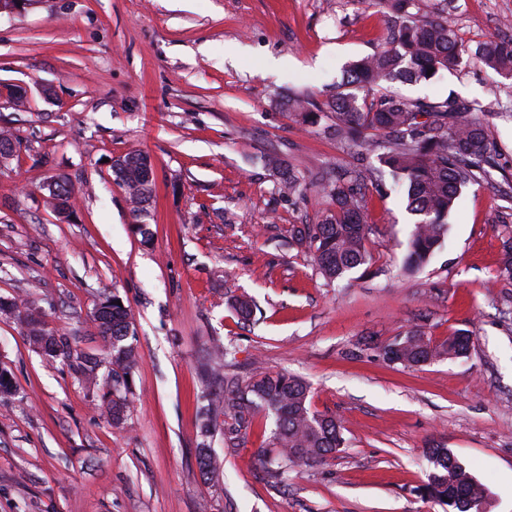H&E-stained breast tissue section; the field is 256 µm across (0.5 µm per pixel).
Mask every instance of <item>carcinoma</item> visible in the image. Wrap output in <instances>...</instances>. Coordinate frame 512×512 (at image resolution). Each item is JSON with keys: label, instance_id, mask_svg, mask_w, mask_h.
I'll list each match as a JSON object with an SVG mask.
<instances>
[{"label": "carcinoma", "instance_id": "carcinoma-1", "mask_svg": "<svg viewBox=\"0 0 512 512\" xmlns=\"http://www.w3.org/2000/svg\"><path fill=\"white\" fill-rule=\"evenodd\" d=\"M395 19V29L386 45L374 54L352 62L345 71L340 90L318 105L308 98H293L288 111L303 124L318 121L326 113L329 133L348 146L366 145L377 153L379 163L388 168L395 181L406 188L407 208L415 216L409 233L405 269L419 271L427 266L448 231V214L463 188L486 179L495 167L494 139L484 120V109L448 97L441 102L403 98L387 89L400 82L416 84L429 79L428 70L451 71L472 57L501 76L512 77V40L495 39L472 50L459 41L444 19L419 15L418 0H379ZM149 159L129 153L113 160L112 170L127 190L133 212L141 214L152 196V183L144 178ZM301 178L281 169L283 194H294ZM51 205L76 210V193L65 174L54 178L49 193ZM336 213L318 224L291 233V239L313 251L318 273L333 281L370 264L365 241L371 231L366 224V199L358 176L348 172L336 178L332 189ZM503 258L499 276L512 279V236L502 242ZM119 297L103 295L99 306L108 308L104 320L93 319L104 342L112 370V391L99 381L100 362L74 355L69 345L44 328L37 308L27 302H0V310L13 315L23 308L22 321L29 345L44 355L77 362L85 387L98 393V407L109 422L118 426L127 420V403L118 387L129 390L128 376L138 365V351L128 342L132 336L129 307L116 304ZM470 334L458 330L441 341L415 329L382 346L383 358L392 364L418 366L427 360L462 357L469 350ZM226 349L218 350L202 369L203 389L198 417L201 441L197 463L210 479L219 477L224 458L211 447V439L224 434V417L249 424L259 411L274 419L273 447L260 448L262 464H276L277 470L324 464L343 446V427L336 416L311 408L310 387L303 379L286 373L255 371L244 383L223 372ZM432 469L421 493L448 507V512H480L487 506V489L478 482L443 444L426 449Z\"/></svg>", "mask_w": 512, "mask_h": 512}]
</instances>
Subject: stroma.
Here are the masks:
<instances>
[{"label": "stroma", "instance_id": "stroma-1", "mask_svg": "<svg viewBox=\"0 0 512 512\" xmlns=\"http://www.w3.org/2000/svg\"><path fill=\"white\" fill-rule=\"evenodd\" d=\"M476 47L512 38V0H419ZM389 33L378 0H28L0 13V128L21 147L0 165V298H24L72 351L101 358L91 319L102 293L132 314L139 364L125 424L100 416L72 365L30 347L0 312V512H443L417 489L427 443L450 448L512 512V280L500 277L512 231V78L476 62L394 85L410 98L480 102L500 148L493 182L462 193L444 245L409 274L414 217L401 193L366 189L370 265L329 282L290 231L319 223L339 173L370 176L375 154L336 142L327 119L301 124L286 97L323 103L343 69ZM280 60L277 68L269 60ZM147 154L153 197L140 216L112 159ZM279 159L302 179L278 191ZM74 182L60 219L47 184ZM255 309L239 320L231 298ZM472 336L468 354L406 367L380 348L410 329ZM225 373L298 376L314 410L341 421L327 464L269 476L256 451L273 421L255 415L235 441L214 437L218 480L196 464L199 368L212 345Z\"/></svg>", "mask_w": 512, "mask_h": 512}]
</instances>
